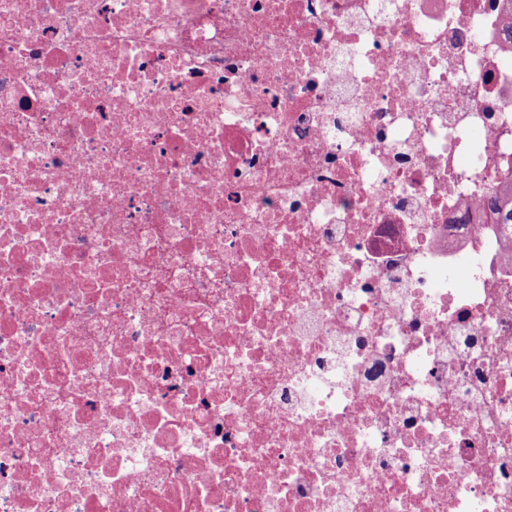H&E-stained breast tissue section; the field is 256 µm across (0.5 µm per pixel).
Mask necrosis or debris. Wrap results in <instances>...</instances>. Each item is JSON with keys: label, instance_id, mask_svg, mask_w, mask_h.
Returning <instances> with one entry per match:
<instances>
[{"label": "necrosis or debris", "instance_id": "obj_1", "mask_svg": "<svg viewBox=\"0 0 512 512\" xmlns=\"http://www.w3.org/2000/svg\"><path fill=\"white\" fill-rule=\"evenodd\" d=\"M512 0H0V512H512Z\"/></svg>", "mask_w": 512, "mask_h": 512}]
</instances>
